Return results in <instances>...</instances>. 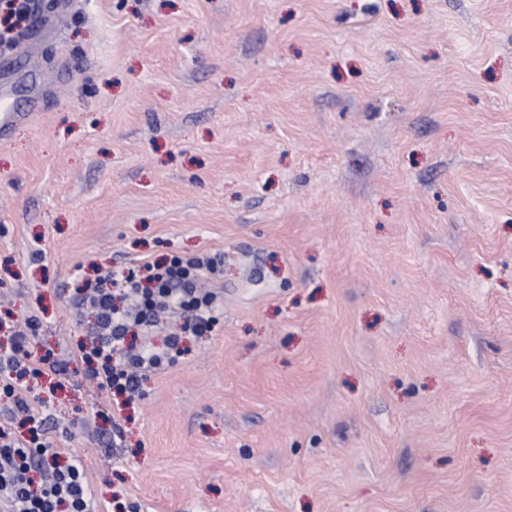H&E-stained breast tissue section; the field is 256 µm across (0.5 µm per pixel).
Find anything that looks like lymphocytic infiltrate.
Instances as JSON below:
<instances>
[{"mask_svg": "<svg viewBox=\"0 0 512 512\" xmlns=\"http://www.w3.org/2000/svg\"><path fill=\"white\" fill-rule=\"evenodd\" d=\"M209 268L205 258L175 257L145 265L138 274H112L85 282L78 290L79 300L95 311L100 332L97 340L79 345L75 352L86 366V379L132 397L138 392L142 370L180 357V332L169 334L161 352L149 339L136 343L128 338L131 329L147 330L161 313L184 315L185 326L194 335L210 332L218 295L211 290L199 292L195 286ZM34 327V319H27L13 338L7 364L18 368V375L0 377V396L14 400L29 425L20 436L0 430V512H87L88 484L77 453L65 455L51 446L40 420V402L28 401L24 395L25 377L63 370L58 360L29 350Z\"/></svg>", "mask_w": 512, "mask_h": 512, "instance_id": "lymphocytic-infiltrate-1", "label": "lymphocytic infiltrate"}]
</instances>
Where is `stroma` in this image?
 Returning <instances> with one entry per match:
<instances>
[{"label":"stroma","instance_id":"stroma-1","mask_svg":"<svg viewBox=\"0 0 512 512\" xmlns=\"http://www.w3.org/2000/svg\"><path fill=\"white\" fill-rule=\"evenodd\" d=\"M6 2L0 357L92 512H512V0ZM175 255L217 323L128 404L78 290Z\"/></svg>","mask_w":512,"mask_h":512}]
</instances>
